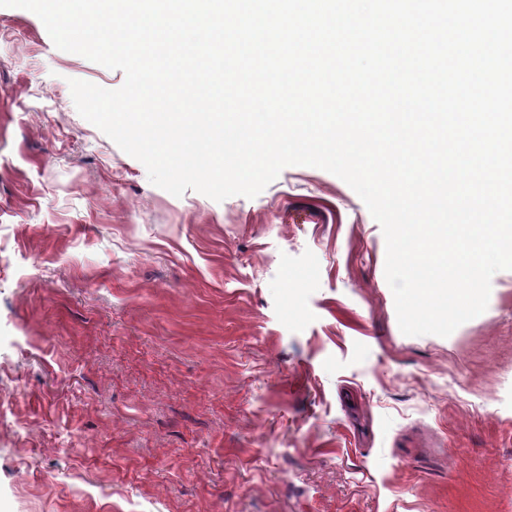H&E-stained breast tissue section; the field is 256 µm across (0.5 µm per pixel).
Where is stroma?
I'll list each match as a JSON object with an SVG mask.
<instances>
[{"mask_svg":"<svg viewBox=\"0 0 512 512\" xmlns=\"http://www.w3.org/2000/svg\"><path fill=\"white\" fill-rule=\"evenodd\" d=\"M72 78L0 7V512H512V270L404 335L344 181L175 197Z\"/></svg>","mask_w":512,"mask_h":512,"instance_id":"stroma-1","label":"stroma"}]
</instances>
